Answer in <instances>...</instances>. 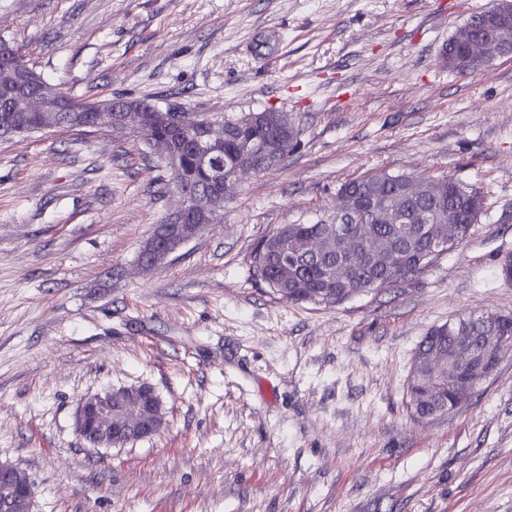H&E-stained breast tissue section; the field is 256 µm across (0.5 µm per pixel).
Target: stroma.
<instances>
[{
  "instance_id": "obj_1",
  "label": "stroma",
  "mask_w": 512,
  "mask_h": 512,
  "mask_svg": "<svg viewBox=\"0 0 512 512\" xmlns=\"http://www.w3.org/2000/svg\"><path fill=\"white\" fill-rule=\"evenodd\" d=\"M492 0H0V37L78 100L287 112L299 146L232 186L164 263L180 205L161 148L57 129L0 138V460L33 512H512V345L429 421L407 381L434 325L512 313V57L444 67ZM450 175L483 197L429 268L334 307L294 305L249 254L330 215L374 171ZM151 386L166 423L124 448L79 401Z\"/></svg>"
}]
</instances>
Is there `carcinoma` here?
<instances>
[{"mask_svg":"<svg viewBox=\"0 0 512 512\" xmlns=\"http://www.w3.org/2000/svg\"><path fill=\"white\" fill-rule=\"evenodd\" d=\"M450 55L443 58L451 69L463 71L464 58L460 52V34ZM13 56L15 71L27 76L30 89L39 91L52 87L36 70L20 50L0 39V54ZM187 122L176 129L155 125L141 133L146 141L167 138L174 142L181 160V173L174 183L192 194L211 188L221 177L219 173L203 172L199 165L202 152L199 133L188 121L193 113L166 107ZM244 115L222 119L229 129L224 136V146L217 152L221 169L229 173L242 157L243 140L254 142L267 140L274 133L288 139V150L297 143V131L293 125L279 123V113L268 112L264 122L257 123L242 132L233 130ZM29 133V117L25 112H13L8 127L0 130V137ZM429 190L418 198L405 192L406 177L403 174L375 172L346 182L336 198L350 194L357 198L361 219L357 224H336L332 218L314 224H286L265 236L251 255L255 277L272 292L290 303L322 304L315 293L335 296L330 305L335 306L357 295L378 288H385L412 273L426 269L444 251L435 254L427 249L423 227L440 224L448 219L460 220V239H465L473 226L469 212L483 209L482 197L468 190L452 177H428ZM381 198L397 212V224H381L375 221L369 202ZM311 236L323 239L325 253L310 256L304 250V242ZM347 264L349 275L339 282L332 274L335 264ZM469 337L472 350L486 358V363L469 370L460 368L456 360V337ZM512 340V314L482 313L458 321L446 322L429 330L421 341L408 383L410 409L418 420H429L466 403L476 389V381L488 368H498L502 356L489 347L492 341ZM448 355V365H435L436 355Z\"/></svg>","mask_w":512,"mask_h":512,"instance_id":"obj_1","label":"carcinoma"}]
</instances>
